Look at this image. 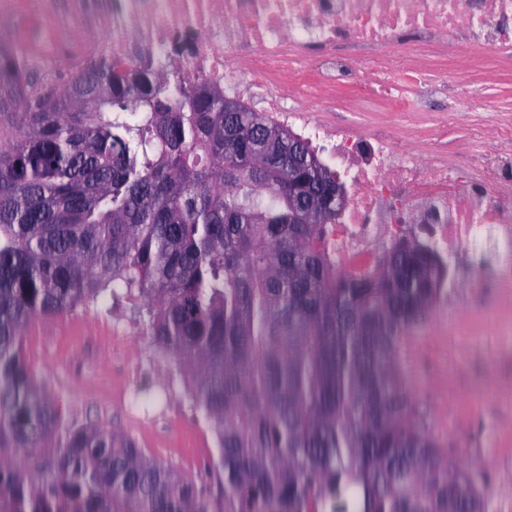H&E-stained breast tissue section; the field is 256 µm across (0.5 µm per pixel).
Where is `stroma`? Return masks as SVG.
I'll return each mask as SVG.
<instances>
[{"label": "stroma", "instance_id": "obj_1", "mask_svg": "<svg viewBox=\"0 0 512 512\" xmlns=\"http://www.w3.org/2000/svg\"><path fill=\"white\" fill-rule=\"evenodd\" d=\"M70 2L21 0L18 13L0 16V37L27 47L40 32L42 17L66 11ZM459 77L469 83L475 115L488 108L512 110V75L493 73L487 65L460 69ZM468 123L461 117L441 137L422 134L409 144L426 154L442 143L450 157L462 158L473 149ZM509 303L512 292L495 287L443 294L402 352L414 422L450 458L480 472L485 512H512V318L501 312ZM469 321L479 324V335H467ZM32 333L42 346L29 364L65 411L78 421L126 432L154 458L218 498V488L205 474L217 458L215 437L183 381L170 382L171 396L161 401L155 389L146 388V381L165 370L130 301L39 319ZM111 334L127 339L124 361H114L107 351ZM122 385L149 405L144 427L131 423L129 405L114 401L113 392Z\"/></svg>", "mask_w": 512, "mask_h": 512}]
</instances>
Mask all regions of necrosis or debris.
I'll return each mask as SVG.
<instances>
[{
    "label": "necrosis or debris",
    "mask_w": 512,
    "mask_h": 512,
    "mask_svg": "<svg viewBox=\"0 0 512 512\" xmlns=\"http://www.w3.org/2000/svg\"><path fill=\"white\" fill-rule=\"evenodd\" d=\"M43 25L46 45L32 54L54 70L104 50L146 56L186 78L223 80L301 138L325 142L352 191L332 238L342 270H369L375 245L396 228L427 224L445 260L490 253L501 262L495 275L473 268L465 288L512 285V186L500 180L512 170L511 116L471 125L475 139L494 127L497 148L469 165L442 149L416 153L389 120L364 133L309 117L325 103L341 112H418L424 95L442 88L452 111H466L469 91L448 84V64L490 51L494 68L512 71V0H78ZM62 37L68 50L48 54ZM467 183L474 190L465 195Z\"/></svg>",
    "instance_id": "necrosis-or-debris-1"
}]
</instances>
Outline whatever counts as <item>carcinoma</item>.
<instances>
[{"mask_svg":"<svg viewBox=\"0 0 512 512\" xmlns=\"http://www.w3.org/2000/svg\"><path fill=\"white\" fill-rule=\"evenodd\" d=\"M225 98L141 59L38 81L0 42V119L25 121L0 147V512H216L130 435L66 416L25 359L35 320L121 298L212 425L224 512H483L480 474L412 422L401 368L446 262L418 239L338 270L336 208L294 223L288 162L249 160L276 132L312 180L336 173Z\"/></svg>","mask_w":512,"mask_h":512,"instance_id":"cac0c4a2","label":"carcinoma"}]
</instances>
